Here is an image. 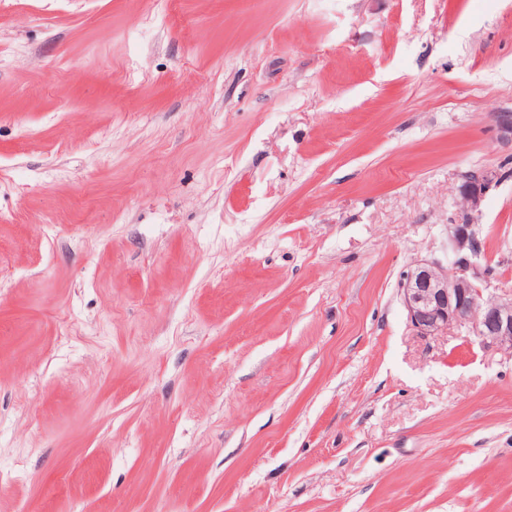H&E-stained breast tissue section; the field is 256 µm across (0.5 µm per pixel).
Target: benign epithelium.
I'll use <instances>...</instances> for the list:
<instances>
[{
    "label": "benign epithelium",
    "instance_id": "7a95c632",
    "mask_svg": "<svg viewBox=\"0 0 512 512\" xmlns=\"http://www.w3.org/2000/svg\"><path fill=\"white\" fill-rule=\"evenodd\" d=\"M496 181L493 170L468 174L460 189L463 210L469 215L478 211ZM483 258V244L471 220L451 225L448 265L425 261L412 266L401 282L403 303L420 336L452 331L512 356V292L489 295L493 272Z\"/></svg>",
    "mask_w": 512,
    "mask_h": 512
}]
</instances>
